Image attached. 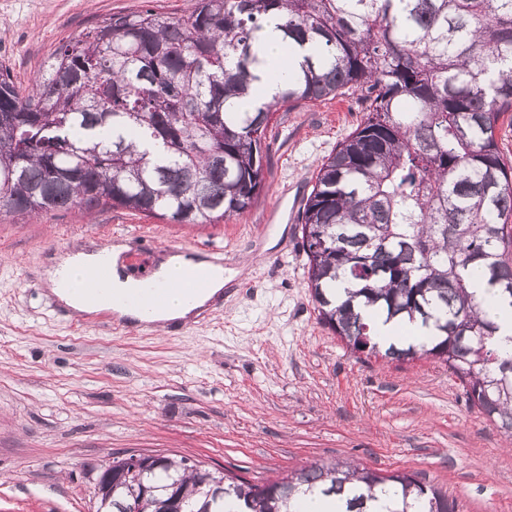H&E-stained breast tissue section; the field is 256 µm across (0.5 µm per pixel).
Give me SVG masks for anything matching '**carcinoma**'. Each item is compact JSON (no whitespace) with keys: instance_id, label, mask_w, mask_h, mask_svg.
I'll return each mask as SVG.
<instances>
[{"instance_id":"obj_1","label":"carcinoma","mask_w":512,"mask_h":512,"mask_svg":"<svg viewBox=\"0 0 512 512\" xmlns=\"http://www.w3.org/2000/svg\"><path fill=\"white\" fill-rule=\"evenodd\" d=\"M271 17L288 47L317 54L251 112L237 98L259 79L258 32ZM351 90L362 120L319 165L301 214L319 320L355 353L445 364L469 407L512 443V355L470 279L512 311V165L496 136L512 112V0H193L180 17L116 14L56 51L26 89L0 69V214L120 207L218 224L260 198L275 112ZM360 303L432 335L383 346ZM300 491L335 512H375L380 500L382 512H459L416 474L348 460L257 484L145 456L129 484L96 497L97 512L132 502L137 512H224L229 496L238 512H290Z\"/></svg>"}]
</instances>
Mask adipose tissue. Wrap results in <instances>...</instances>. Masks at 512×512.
Returning a JSON list of instances; mask_svg holds the SVG:
<instances>
[{
    "mask_svg": "<svg viewBox=\"0 0 512 512\" xmlns=\"http://www.w3.org/2000/svg\"><path fill=\"white\" fill-rule=\"evenodd\" d=\"M123 250V245L115 244L105 250L78 252L62 256L45 269L43 273L44 283L61 305L80 313H86L89 312L90 307L83 301L79 288L87 272L93 269L100 260L105 259L109 262L112 295L135 292L148 280L169 282L171 274L183 267L205 272L208 276L207 289L196 299L194 304H183L179 285L172 284L168 306L156 315L157 320L163 322L188 321L192 318L196 309L202 308L207 302L224 292L226 285L224 267L207 256L183 253L167 255L153 271L150 278L143 280L124 275L120 270L119 257Z\"/></svg>",
    "mask_w": 512,
    "mask_h": 512,
    "instance_id": "1",
    "label": "adipose tissue"
}]
</instances>
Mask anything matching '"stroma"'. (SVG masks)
I'll use <instances>...</instances> for the list:
<instances>
[{
  "instance_id": "1",
  "label": "stroma",
  "mask_w": 512,
  "mask_h": 512,
  "mask_svg": "<svg viewBox=\"0 0 512 512\" xmlns=\"http://www.w3.org/2000/svg\"><path fill=\"white\" fill-rule=\"evenodd\" d=\"M0 0V66L21 86L61 46L145 4ZM358 95L275 113L260 200L218 224H169L124 208L0 220V512H96L95 470L130 451L190 458L263 483L350 459L418 474L460 512H512V447L440 362L351 352L307 288L298 216L317 167L362 118ZM139 250L135 276L173 247L223 248L230 289L180 333L78 316L47 295L63 253Z\"/></svg>"
}]
</instances>
